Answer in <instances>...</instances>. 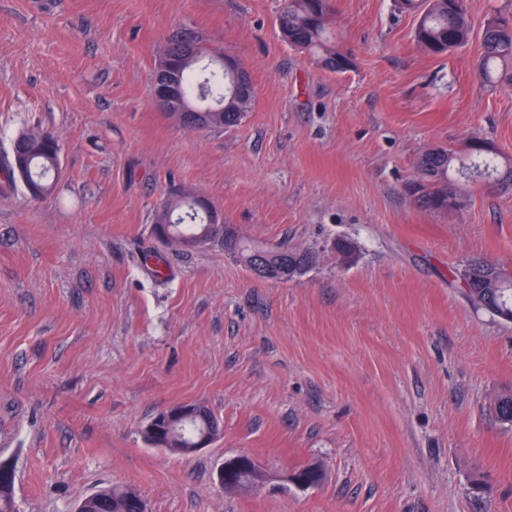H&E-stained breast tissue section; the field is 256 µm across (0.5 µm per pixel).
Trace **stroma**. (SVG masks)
<instances>
[{"instance_id":"1","label":"stroma","mask_w":512,"mask_h":512,"mask_svg":"<svg viewBox=\"0 0 512 512\" xmlns=\"http://www.w3.org/2000/svg\"><path fill=\"white\" fill-rule=\"evenodd\" d=\"M281 0H0V158L20 130L61 146L54 195L0 178V460L19 512H73L131 485L150 512H512V322L456 274L512 268V190L421 208L417 161L472 136L512 155V91L480 86L477 45L429 55L394 0H334L343 74L284 41ZM249 72L243 122L183 129L154 107L168 36ZM204 196L245 237L310 253L259 281L215 242L157 240L156 204ZM344 240L350 254L336 247ZM223 423L181 456L147 445L159 412ZM320 468L299 491L227 494L225 457ZM490 411L498 422L512 427V391L497 394L491 403Z\"/></svg>"}]
</instances>
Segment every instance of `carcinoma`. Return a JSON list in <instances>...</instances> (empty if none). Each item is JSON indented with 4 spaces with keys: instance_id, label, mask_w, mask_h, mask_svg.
Returning a JSON list of instances; mask_svg holds the SVG:
<instances>
[{
    "instance_id": "carcinoma-1",
    "label": "carcinoma",
    "mask_w": 512,
    "mask_h": 512,
    "mask_svg": "<svg viewBox=\"0 0 512 512\" xmlns=\"http://www.w3.org/2000/svg\"><path fill=\"white\" fill-rule=\"evenodd\" d=\"M400 12L418 15L414 31L417 46L431 55H447L478 42L473 69L481 83L488 87L512 90V7L499 9L475 28L468 3L458 0H396ZM333 0H281L277 23L283 40L310 55L322 68L332 73H344L353 67L350 51L336 45L332 33ZM194 37L176 31L168 37V49L176 56L181 79L174 87L173 96L181 107H196L201 103L221 104L224 121L217 127H235L252 110L255 95L239 94L235 84L224 73L220 51H202L209 60L202 69L195 61H185L176 46ZM26 160V171L20 175L14 166V156ZM419 181L416 185L418 204L435 212H448V197L459 199L465 205L463 193L466 184L502 183L512 185V157L492 149L488 152L475 147L458 157V151L442 146L429 148L417 162ZM60 173V143L50 130H23L11 139L10 152L4 176L10 183H20L23 193L33 201L49 198ZM191 193L174 194L161 202L154 218L153 232L166 244L179 247L200 234L205 227V216L190 200ZM224 251L244 256L252 252V242L240 237H227ZM494 263L473 258L459 278L465 280L469 301L491 310L512 308V288H491L484 283L483 270ZM490 411L503 425L512 427V391L495 396ZM207 431L219 437L222 425L206 407L190 419L176 418L154 425L150 422L142 431L144 441L154 447L188 455L196 437ZM15 480L0 472V512H16ZM127 487L106 486L93 496L79 501L81 512H135L127 504Z\"/></svg>"
}]
</instances>
